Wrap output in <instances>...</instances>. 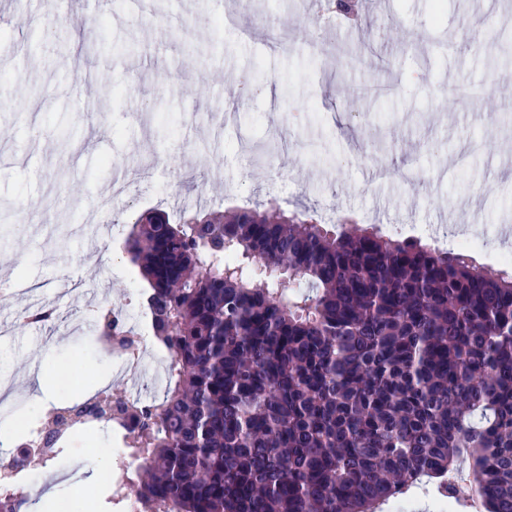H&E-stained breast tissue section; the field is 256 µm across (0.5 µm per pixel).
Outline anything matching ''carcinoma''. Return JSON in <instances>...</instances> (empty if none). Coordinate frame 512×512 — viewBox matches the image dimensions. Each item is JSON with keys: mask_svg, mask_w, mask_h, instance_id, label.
Returning a JSON list of instances; mask_svg holds the SVG:
<instances>
[{"mask_svg": "<svg viewBox=\"0 0 512 512\" xmlns=\"http://www.w3.org/2000/svg\"><path fill=\"white\" fill-rule=\"evenodd\" d=\"M124 253L169 353L162 395H99L139 512H372L462 464L512 512L511 275L272 206L141 217Z\"/></svg>", "mask_w": 512, "mask_h": 512, "instance_id": "carcinoma-1", "label": "carcinoma"}]
</instances>
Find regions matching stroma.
Here are the masks:
<instances>
[{"label": "stroma", "instance_id": "1", "mask_svg": "<svg viewBox=\"0 0 512 512\" xmlns=\"http://www.w3.org/2000/svg\"><path fill=\"white\" fill-rule=\"evenodd\" d=\"M359 20L310 0H16L0 24V434L27 442L40 417L103 388L127 395L96 342V315L129 312L145 283L116 243L127 217L274 202L326 222L348 214L384 233L442 244L512 225V0H361ZM108 16L109 40L96 24ZM256 88L239 98L240 75ZM94 90L90 106L72 81ZM479 93L459 100L456 90ZM222 167H215V160ZM422 164L427 176L410 181ZM50 321L16 325L24 310ZM67 364L62 387L38 376ZM111 424L57 445L25 472L47 492L26 512H124ZM104 467L85 497L68 488Z\"/></svg>", "mask_w": 512, "mask_h": 512}]
</instances>
